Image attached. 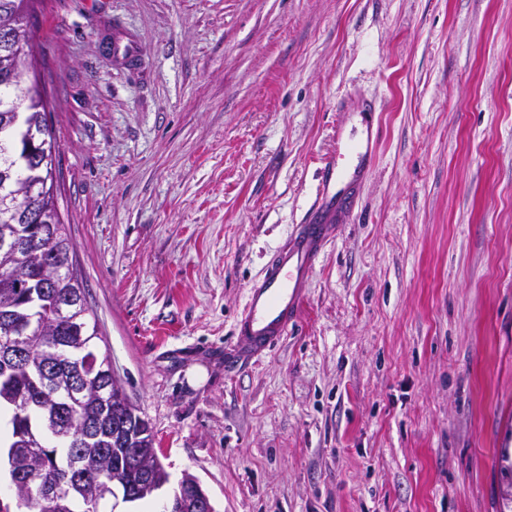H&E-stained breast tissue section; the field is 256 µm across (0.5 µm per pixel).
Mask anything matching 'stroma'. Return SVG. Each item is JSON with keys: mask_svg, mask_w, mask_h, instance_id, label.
<instances>
[{"mask_svg": "<svg viewBox=\"0 0 512 512\" xmlns=\"http://www.w3.org/2000/svg\"><path fill=\"white\" fill-rule=\"evenodd\" d=\"M31 32L87 301L170 475L152 506L188 472L216 512H499L512 0H45ZM361 97L374 166L297 323L229 370Z\"/></svg>", "mask_w": 512, "mask_h": 512, "instance_id": "obj_1", "label": "stroma"}]
</instances>
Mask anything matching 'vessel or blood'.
Segmentation results:
<instances>
[{
  "instance_id": "1",
  "label": "vessel or blood",
  "mask_w": 512,
  "mask_h": 512,
  "mask_svg": "<svg viewBox=\"0 0 512 512\" xmlns=\"http://www.w3.org/2000/svg\"><path fill=\"white\" fill-rule=\"evenodd\" d=\"M375 140L373 127H366L353 148L358 169L348 175L339 168L345 146L337 144L335 154L321 169L315 203L302 223L293 226L261 276L249 282L245 307L234 329L235 346L243 360H256L271 351L297 322L312 271L338 230L336 216L353 206L359 170L375 158Z\"/></svg>"
}]
</instances>
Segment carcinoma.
I'll return each mask as SVG.
<instances>
[{
	"instance_id": "carcinoma-1",
	"label": "carcinoma",
	"mask_w": 512,
	"mask_h": 512,
	"mask_svg": "<svg viewBox=\"0 0 512 512\" xmlns=\"http://www.w3.org/2000/svg\"><path fill=\"white\" fill-rule=\"evenodd\" d=\"M35 0H0V23L9 22L11 45H0V236L23 221L17 202L25 201L30 213L44 214L55 220L53 231L38 240L29 256L27 270L10 271L12 261L0 254V315H11V335L30 337L33 357L27 369L18 375L0 373V412H11V438L15 447L17 426L39 429L43 410L39 408L45 392L40 383L43 364L51 359L50 342H73L88 349L96 366L87 375L86 392H107L106 404L91 405L68 394L51 403L57 417L73 427L66 442L52 441L51 456L37 463L26 452L7 455L0 460L13 475L21 471L28 478L25 497L13 501L0 498V512H58L39 493L47 482H59L71 469L75 458L83 461L89 495H95L98 483L114 470L122 472L130 488L142 482L137 465L128 449L154 466L153 478L168 482L169 475L160 463L149 423L128 400H112L109 381L101 366L109 363L107 354L98 351L99 336L92 309L87 303L83 279L76 266L62 270L53 286L44 287L40 271L45 259L74 251L66 224L60 218L55 194V135L47 118V92L41 80L29 77L32 66L30 19ZM81 300L82 305L66 320L55 318L58 302ZM500 491L503 507L512 510V455L503 451Z\"/></svg>"
}]
</instances>
